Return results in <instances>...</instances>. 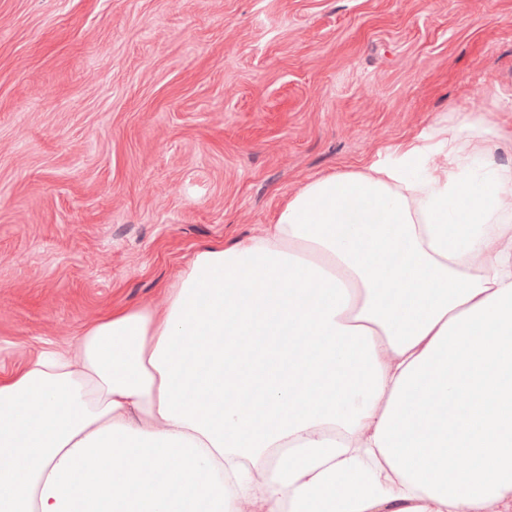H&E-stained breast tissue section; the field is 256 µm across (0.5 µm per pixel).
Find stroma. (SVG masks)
I'll use <instances>...</instances> for the list:
<instances>
[{
  "instance_id": "35a3bbf8",
  "label": "stroma",
  "mask_w": 512,
  "mask_h": 512,
  "mask_svg": "<svg viewBox=\"0 0 512 512\" xmlns=\"http://www.w3.org/2000/svg\"><path fill=\"white\" fill-rule=\"evenodd\" d=\"M469 110L512 128V0H0V376Z\"/></svg>"
}]
</instances>
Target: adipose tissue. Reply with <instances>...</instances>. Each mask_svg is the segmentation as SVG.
Wrapping results in <instances>:
<instances>
[{
  "label": "adipose tissue",
  "instance_id": "adipose-tissue-1",
  "mask_svg": "<svg viewBox=\"0 0 512 512\" xmlns=\"http://www.w3.org/2000/svg\"><path fill=\"white\" fill-rule=\"evenodd\" d=\"M512 130L309 179L0 378V512H512ZM444 156L441 165L434 156Z\"/></svg>",
  "mask_w": 512,
  "mask_h": 512
}]
</instances>
